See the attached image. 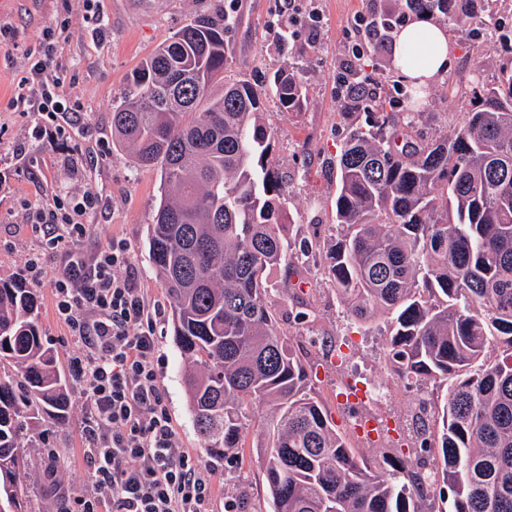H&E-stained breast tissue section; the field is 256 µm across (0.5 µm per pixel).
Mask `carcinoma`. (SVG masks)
Instances as JSON below:
<instances>
[{"label": "carcinoma", "instance_id": "carcinoma-1", "mask_svg": "<svg viewBox=\"0 0 512 512\" xmlns=\"http://www.w3.org/2000/svg\"><path fill=\"white\" fill-rule=\"evenodd\" d=\"M470 0H405L463 29L496 26ZM224 17L199 14L163 40L112 108V139L160 172L151 268L171 300L189 412L207 454L233 468L255 432L273 512H512V64L451 135L426 140L420 112H367L336 161L325 272L354 319L381 316L388 358L411 383L443 381L442 481L419 462L355 456L315 396L268 304L267 274L306 262L284 233L264 99L307 103L300 71L268 87L224 76ZM39 300L0 279V512H32L23 440L70 414L38 322ZM266 407L256 421L254 404Z\"/></svg>", "mask_w": 512, "mask_h": 512}]
</instances>
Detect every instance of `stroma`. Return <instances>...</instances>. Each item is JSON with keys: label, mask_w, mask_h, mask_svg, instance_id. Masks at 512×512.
<instances>
[{"label": "stroma", "mask_w": 512, "mask_h": 512, "mask_svg": "<svg viewBox=\"0 0 512 512\" xmlns=\"http://www.w3.org/2000/svg\"><path fill=\"white\" fill-rule=\"evenodd\" d=\"M404 0H0V278L21 279L39 297L42 336L55 353L61 371H68L77 345L55 311L53 281L65 252L45 251L44 225L33 213L49 198L67 202L96 193L101 204L87 218L80 243L85 260L111 241L127 244L140 288L159 304L157 320L158 379L176 431L178 447L195 451L214 474L217 498L239 497L244 512H271L262 462L254 438L239 453L236 472L206 454L187 407L181 355L173 342L170 300L155 278L146 245L162 195L160 175L133 166L126 152L112 142V108L130 74L156 46L189 16L222 14L233 25L227 36V74L245 75L262 83L274 72L300 63L308 91L306 111L286 112L267 100L263 118L275 133L272 163L283 186L292 239L326 241L336 233V157L364 116L344 100L339 80L349 75L386 100L390 111H405L407 82L392 66L389 46L354 58L355 18L367 8L398 16ZM104 19L100 35H92V16ZM67 21L71 36L58 41L53 69L63 71L70 93L86 117L77 137L56 134L44 125L33 139L35 115L8 110L7 102L27 66L29 47L58 21ZM452 63L447 74L430 85L421 106L429 118L419 132L429 139L452 131L475 107L480 90L494 82L500 66L512 62V46L498 42L486 27L449 29ZM42 256L41 273L29 261ZM276 289L268 301L277 312L282 332L294 352L315 377L314 390L356 456L377 464L416 442L414 422L423 418L439 431L443 389L421 388L402 381L387 359V329L383 321L365 328L347 316L319 265L298 271L280 267L270 274ZM304 311L302 322L289 312ZM386 385L389 396L371 403L365 390ZM70 418L60 425L45 418L38 425L55 459L37 453L30 468L42 479L29 492L37 512L51 506L64 512L70 498L84 487L88 462L80 429L89 412L80 387L71 392Z\"/></svg>", "instance_id": "1"}]
</instances>
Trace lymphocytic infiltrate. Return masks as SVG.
I'll return each instance as SVG.
<instances>
[{
    "mask_svg": "<svg viewBox=\"0 0 512 512\" xmlns=\"http://www.w3.org/2000/svg\"><path fill=\"white\" fill-rule=\"evenodd\" d=\"M56 34L48 29L30 49L8 107L52 118L57 133L69 136L85 123L65 76H46ZM98 205L92 193L70 204L56 198L35 215L54 229L48 249L62 243L71 248L53 284L55 307L81 348L70 368L90 408L81 430L88 484L66 512H218L210 473L191 450L176 445L156 369L161 310L139 287L126 244L110 243L89 264L76 249L83 219ZM120 267L126 276H115Z\"/></svg>",
    "mask_w": 512,
    "mask_h": 512,
    "instance_id": "f902f5d3",
    "label": "lymphocytic infiltrate"
}]
</instances>
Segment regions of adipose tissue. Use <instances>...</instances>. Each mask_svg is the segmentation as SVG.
<instances>
[{"instance_id": "1", "label": "adipose tissue", "mask_w": 512, "mask_h": 512, "mask_svg": "<svg viewBox=\"0 0 512 512\" xmlns=\"http://www.w3.org/2000/svg\"><path fill=\"white\" fill-rule=\"evenodd\" d=\"M393 65L405 80L427 85L442 78L452 57L445 28L426 18H408L392 38Z\"/></svg>"}]
</instances>
